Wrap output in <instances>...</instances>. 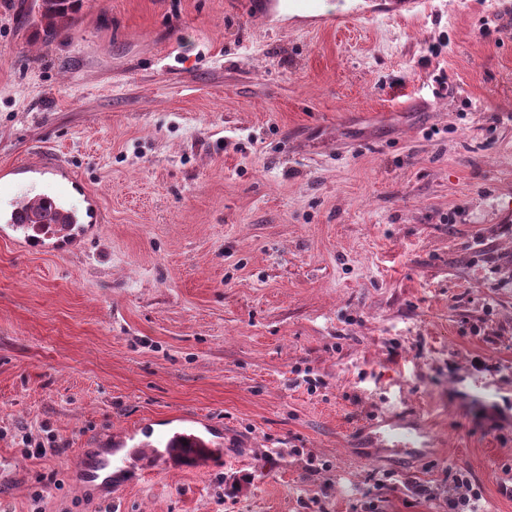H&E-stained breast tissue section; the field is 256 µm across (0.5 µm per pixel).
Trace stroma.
<instances>
[{"label": "stroma", "instance_id": "stroma-1", "mask_svg": "<svg viewBox=\"0 0 512 512\" xmlns=\"http://www.w3.org/2000/svg\"><path fill=\"white\" fill-rule=\"evenodd\" d=\"M432 2L84 0L49 39L0 0V168L61 160L103 216L0 237V512H448L460 473L512 512V0ZM187 426L221 457L90 473ZM391 2L393 8L387 13V18H415L428 10L430 1L395 0Z\"/></svg>", "mask_w": 512, "mask_h": 512}]
</instances>
